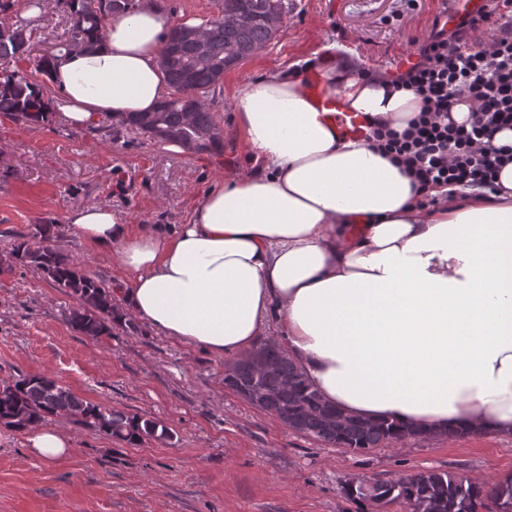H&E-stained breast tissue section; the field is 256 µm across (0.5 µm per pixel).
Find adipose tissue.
Listing matches in <instances>:
<instances>
[{
    "mask_svg": "<svg viewBox=\"0 0 512 512\" xmlns=\"http://www.w3.org/2000/svg\"><path fill=\"white\" fill-rule=\"evenodd\" d=\"M172 24L158 0H139L107 20L98 50L58 56L38 91L52 119L84 131L154 111L172 93L159 64ZM317 79L347 110L398 129L421 108L333 55ZM307 80L281 71L237 90L236 128L257 167L208 191L186 223L136 228L105 206L70 223L119 266L122 312L174 341L238 359L272 333L342 413L512 438V163L500 193L416 208L399 167L321 119ZM71 446L61 429L28 431L38 458Z\"/></svg>",
    "mask_w": 512,
    "mask_h": 512,
    "instance_id": "obj_1",
    "label": "adipose tissue"
}]
</instances>
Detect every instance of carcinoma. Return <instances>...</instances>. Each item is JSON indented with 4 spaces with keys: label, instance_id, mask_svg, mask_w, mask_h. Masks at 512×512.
<instances>
[{
    "label": "carcinoma",
    "instance_id": "1",
    "mask_svg": "<svg viewBox=\"0 0 512 512\" xmlns=\"http://www.w3.org/2000/svg\"><path fill=\"white\" fill-rule=\"evenodd\" d=\"M56 6L70 19L69 36L41 55L37 64L40 69L64 51L97 47L104 37L105 17L131 12L134 0H56ZM289 6L288 0H217L218 15L209 19L210 53L215 64L230 66L253 56L282 27ZM237 15L246 16L248 23L233 22ZM38 21L37 17L20 18L10 29L0 31V113L24 123L38 122L43 117V103L32 93L33 82L15 69L17 61L30 56L36 45ZM179 32L178 25L169 31L159 56L173 89L172 96L155 111L134 113L123 124L145 129L161 141L183 144L190 152H208L219 148L222 142L221 130L208 103L209 94L216 91L221 81L214 67L196 63V46L183 40ZM228 48L234 53L227 54ZM188 74L195 89L191 100L184 97ZM33 236L41 239V245L33 248L22 241L13 250L14 258L42 270L56 287L80 301L81 307L70 316L77 330L93 338L111 335L112 322L119 320L112 292L98 280L78 272L74 261L52 244L53 225H36ZM258 349L271 364L262 380L271 396L264 411L291 431L354 451L395 445L407 439L426 441L438 437L419 427L370 421L338 412L322 401L283 348L263 343ZM224 384L249 401L254 377L246 359L237 362L235 373L225 378ZM48 415L74 416L84 425L128 445H138L146 437L173 438L167 427L155 421L85 401L46 376L23 377L0 386L1 423L24 430ZM345 493L363 507V512H386V507L393 504L402 505L406 512H512L511 480L488 484L448 471L402 474L392 479H375L366 486L352 481L346 484Z\"/></svg>",
    "mask_w": 512,
    "mask_h": 512
}]
</instances>
